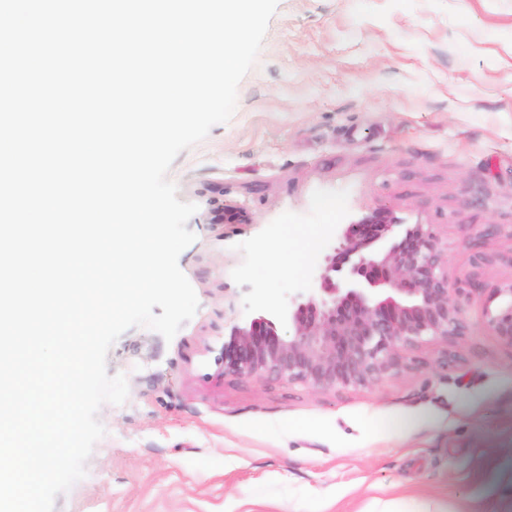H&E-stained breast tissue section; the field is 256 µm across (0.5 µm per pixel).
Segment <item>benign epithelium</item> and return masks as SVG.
Here are the masks:
<instances>
[{"mask_svg":"<svg viewBox=\"0 0 512 512\" xmlns=\"http://www.w3.org/2000/svg\"><path fill=\"white\" fill-rule=\"evenodd\" d=\"M399 222L377 211L342 229L306 293L283 312L288 334L260 316L231 332L217 363L240 377L268 376L323 390L364 386L397 369L401 351L425 336H462L463 281L448 277L444 249L430 224ZM487 327L512 347V283Z\"/></svg>","mask_w":512,"mask_h":512,"instance_id":"7a95c632","label":"benign epithelium"}]
</instances>
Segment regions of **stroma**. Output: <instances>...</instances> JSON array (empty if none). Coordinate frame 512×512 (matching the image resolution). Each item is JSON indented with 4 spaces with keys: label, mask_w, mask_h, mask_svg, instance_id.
Masks as SVG:
<instances>
[{
    "label": "stroma",
    "mask_w": 512,
    "mask_h": 512,
    "mask_svg": "<svg viewBox=\"0 0 512 512\" xmlns=\"http://www.w3.org/2000/svg\"><path fill=\"white\" fill-rule=\"evenodd\" d=\"M168 177L198 206V311L111 347L128 399L55 512H512V347L486 327L512 282V0H279L232 119ZM381 209L447 244L466 334L365 386L225 374L233 327L287 331L330 236ZM286 224L317 229L308 260L257 282Z\"/></svg>",
    "instance_id": "1"
}]
</instances>
